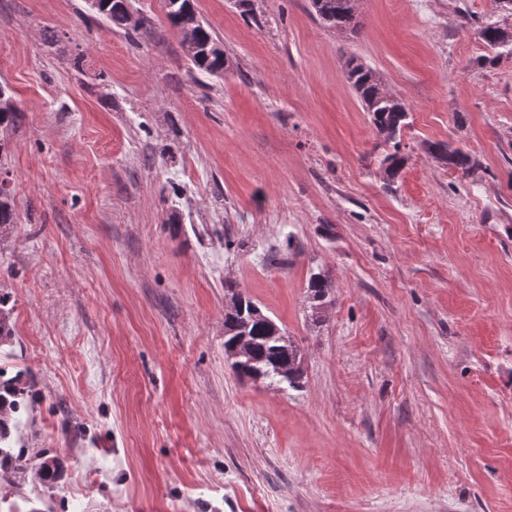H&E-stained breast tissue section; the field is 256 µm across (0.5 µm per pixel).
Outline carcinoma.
I'll use <instances>...</instances> for the list:
<instances>
[{
	"instance_id": "cac0c4a2",
	"label": "carcinoma",
	"mask_w": 512,
	"mask_h": 512,
	"mask_svg": "<svg viewBox=\"0 0 512 512\" xmlns=\"http://www.w3.org/2000/svg\"><path fill=\"white\" fill-rule=\"evenodd\" d=\"M315 16L324 24L339 33H356L355 15L345 7V0H311ZM96 12L110 24L119 28L134 30L142 24L132 20L128 0H98ZM196 44L185 49V55L192 69L210 76L221 77L227 69L224 50L220 48L212 33L196 20ZM480 37L494 49L512 41V33L495 23L480 27ZM347 78L358 94L362 105L369 112L377 135L386 144L393 145V152L383 159L384 174L388 183L395 182L405 158L400 155L399 143L403 129L408 125V109L404 100L396 97L386 100L378 96L381 82L376 72L352 58L347 62ZM18 120L7 90L0 87V128L15 126ZM425 149L448 167L470 171L476 164L475 158L461 148H454L445 142L425 143ZM16 223L14 197L6 179H0V234ZM330 283L320 272L310 275L308 281L309 298L313 313L324 307ZM224 345H229L239 336H246L251 342L247 370L252 376L273 384L287 383L293 388L300 387L304 377L303 359L293 341L285 342L279 325L260 307L230 282L224 283ZM7 295L0 294V344L14 336L10 310L6 308ZM26 386L21 375L9 379L0 378V466L9 465L16 469L26 461L21 449L10 445L12 428L15 427L17 413L25 399ZM62 472V461L56 455L43 453L37 464V478L44 485H54Z\"/></svg>"
}]
</instances>
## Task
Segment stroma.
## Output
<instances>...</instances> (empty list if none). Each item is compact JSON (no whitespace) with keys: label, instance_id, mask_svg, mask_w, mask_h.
Here are the masks:
<instances>
[{"label":"stroma","instance_id":"1","mask_svg":"<svg viewBox=\"0 0 512 512\" xmlns=\"http://www.w3.org/2000/svg\"><path fill=\"white\" fill-rule=\"evenodd\" d=\"M195 0L229 67L190 71L165 0H0V237L29 384L12 439L62 457L0 484L22 512H512V29L499 0ZM403 98L387 184L346 78ZM445 141L470 173L427 155ZM179 212L180 224L170 222ZM329 275L320 315L310 273ZM291 336L300 388L236 375L224 283ZM98 1V5L91 3L96 12L101 15L111 25L119 28L131 27L138 29L142 24L140 19L133 21L132 14L128 9V0H93ZM347 0H311V7L315 16L328 27L339 33L354 34L357 31V22L354 14L345 7ZM16 214L12 189L5 178L0 179V234L10 229V224H15ZM62 461L56 455L42 453L37 464V478L44 485H54L62 472Z\"/></svg>","mask_w":512,"mask_h":512}]
</instances>
